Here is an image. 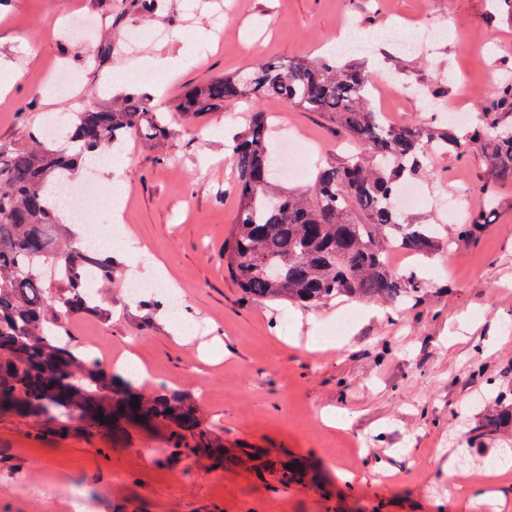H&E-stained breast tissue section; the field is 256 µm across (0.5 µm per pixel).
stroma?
Here are the masks:
<instances>
[{
  "instance_id": "1",
  "label": "stroma",
  "mask_w": 512,
  "mask_h": 512,
  "mask_svg": "<svg viewBox=\"0 0 512 512\" xmlns=\"http://www.w3.org/2000/svg\"><path fill=\"white\" fill-rule=\"evenodd\" d=\"M420 28L436 40L401 50ZM343 36L371 44L397 126L430 121L436 88L476 116L493 100L488 75L512 78V22L491 17L489 0H0V63L20 74L0 106V142L49 116L108 104L103 74L117 77L111 96L145 72L160 87L149 105L164 112L167 136L129 137L126 167L97 174V185L123 183L124 222L112 224L107 194L83 218L113 246L133 238L148 255L121 259L108 320L74 316L65 327L102 361L133 353L153 375L135 391L178 394L225 458L161 459L167 422L88 428L75 415L62 424L1 410L0 512H75L74 486L93 512H512V468L481 481L469 474L512 449L482 428L474 405L512 392V185L499 189L478 238L404 257L403 268L430 281L417 304L334 300L307 310L248 300L224 269L236 217L226 147L248 105L187 121L177 112L183 93L258 62L324 53ZM59 66L77 79L45 97ZM260 107L294 137L306 168L353 150L318 113L271 98ZM488 178L480 150L436 156L417 184L427 197L457 191L460 213L419 205L404 214L455 229L488 206ZM132 267L180 290L193 334L173 335L149 297H128ZM347 315L348 336L309 350ZM288 461L304 478L283 487L277 469ZM452 469L467 474L466 492L448 484Z\"/></svg>"
}]
</instances>
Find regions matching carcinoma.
I'll return each mask as SVG.
<instances>
[{
    "instance_id": "1",
    "label": "carcinoma",
    "mask_w": 512,
    "mask_h": 512,
    "mask_svg": "<svg viewBox=\"0 0 512 512\" xmlns=\"http://www.w3.org/2000/svg\"><path fill=\"white\" fill-rule=\"evenodd\" d=\"M368 62L335 57L266 61L249 80L217 77L189 88L179 111L186 118L229 102L274 98L316 112L357 146L344 163L317 168L305 187L273 191V133L268 113L254 108L230 145L237 199L235 224L224 240V265L252 298L285 301L302 308L333 299L417 302L427 288L416 271L389 262L393 247L428 256L448 246L436 224H408L400 189L423 174L433 156L480 149L491 180L483 193L494 199L512 184V79L499 83L495 100L460 137L454 126L397 127L374 105ZM65 144L29 130L18 143L0 142V408L25 417L78 414L89 427L108 417L149 422L173 420L171 455L202 456L194 439L195 417L177 395L138 400L116 387L112 372L73 345L61 318L102 317L99 301L87 297V271L97 272L99 290L112 285L117 267L85 239L71 235L61 217L56 190L73 182L85 157L120 148L126 136H166L164 115L146 99L127 93L99 109L61 120ZM482 210L469 214L457 237L475 238L488 224ZM485 426L512 432V396L486 403Z\"/></svg>"
}]
</instances>
